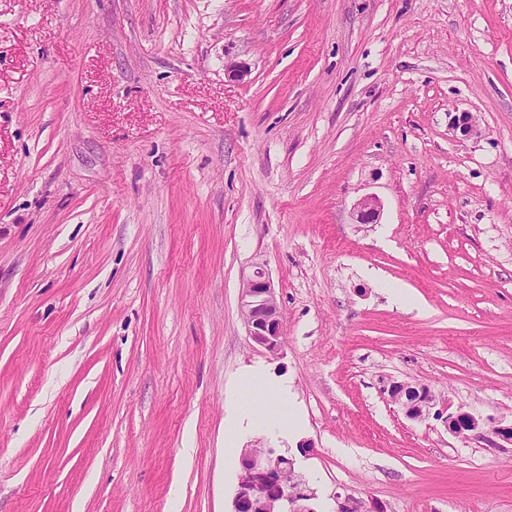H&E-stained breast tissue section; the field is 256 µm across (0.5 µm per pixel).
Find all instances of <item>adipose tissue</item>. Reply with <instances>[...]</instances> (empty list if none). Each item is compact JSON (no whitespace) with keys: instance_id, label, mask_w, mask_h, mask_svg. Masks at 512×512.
<instances>
[{"instance_id":"1","label":"adipose tissue","mask_w":512,"mask_h":512,"mask_svg":"<svg viewBox=\"0 0 512 512\" xmlns=\"http://www.w3.org/2000/svg\"><path fill=\"white\" fill-rule=\"evenodd\" d=\"M238 385L247 397L233 402L231 421L224 430V461L229 465L234 464L247 434L285 429L296 433L304 425L301 413L288 401L287 378H273L267 369L258 368L244 373Z\"/></svg>"}]
</instances>
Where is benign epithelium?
<instances>
[{
	"label": "benign epithelium",
	"instance_id": "benign-epithelium-1",
	"mask_svg": "<svg viewBox=\"0 0 512 512\" xmlns=\"http://www.w3.org/2000/svg\"><path fill=\"white\" fill-rule=\"evenodd\" d=\"M354 211L357 223L375 224L381 205L376 197L365 196L355 203ZM239 303L251 340L272 354L278 353L283 344V325L274 285L264 272H255L243 283ZM388 393L410 419L419 420L434 407L433 395L423 386L393 382ZM434 416L442 420L452 434L464 439L481 429L480 421L467 412L445 416L438 411ZM293 471V462L273 448L244 449L233 512H315L307 504L313 494L292 492L282 483L283 474ZM271 483L280 488L278 493L266 491Z\"/></svg>",
	"mask_w": 512,
	"mask_h": 512
}]
</instances>
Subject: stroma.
Returning a JSON list of instances; mask_svg holds the SVG:
<instances>
[{"mask_svg":"<svg viewBox=\"0 0 512 512\" xmlns=\"http://www.w3.org/2000/svg\"><path fill=\"white\" fill-rule=\"evenodd\" d=\"M256 365L316 512H512V446L387 392L512 424V0H0V512H232ZM356 222L359 224H375L379 219L381 205L374 196H365L354 205ZM239 303L251 340L277 354L283 344V325L274 285L264 272H255L243 283ZM247 390L248 397L241 403L232 402L230 424L224 429V461L234 464L244 437L252 432H299L304 425L301 413L288 402V378H273L267 368L244 373L237 384ZM272 399L275 400L273 403ZM261 408H270L266 415ZM389 396L398 403L407 418L420 420L434 407V398L427 387H413L392 382L387 389ZM437 419H442L447 429L457 437L468 438V432H475L481 429L480 421L470 413L461 412L454 415L443 416L442 411L435 412L434 415Z\"/></svg>","mask_w":512,"mask_h":512,"instance_id":"stroma-1","label":"stroma"}]
</instances>
